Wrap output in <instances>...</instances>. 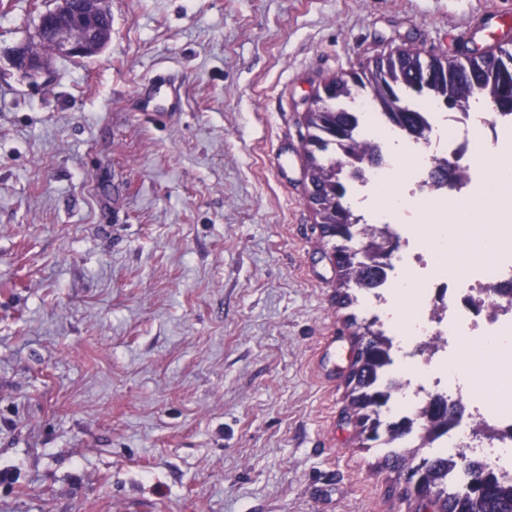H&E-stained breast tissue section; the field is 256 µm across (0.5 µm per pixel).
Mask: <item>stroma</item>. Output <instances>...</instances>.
Wrapping results in <instances>:
<instances>
[{
    "mask_svg": "<svg viewBox=\"0 0 512 512\" xmlns=\"http://www.w3.org/2000/svg\"><path fill=\"white\" fill-rule=\"evenodd\" d=\"M54 5L0 0V512H422L343 418L304 110L399 46L512 45V0H106L34 89L7 53ZM136 95L146 103V112H151L150 116L155 120L164 119L182 109L180 88L162 72L142 82L137 87Z\"/></svg>",
    "mask_w": 512,
    "mask_h": 512,
    "instance_id": "stroma-1",
    "label": "stroma"
}]
</instances>
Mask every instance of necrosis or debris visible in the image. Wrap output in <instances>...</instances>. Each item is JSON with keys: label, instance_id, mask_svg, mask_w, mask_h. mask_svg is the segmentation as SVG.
Wrapping results in <instances>:
<instances>
[{"label": "necrosis or debris", "instance_id": "4bbe7bcc", "mask_svg": "<svg viewBox=\"0 0 512 512\" xmlns=\"http://www.w3.org/2000/svg\"><path fill=\"white\" fill-rule=\"evenodd\" d=\"M356 110L361 128L373 124L390 133L389 139L376 141L378 159L360 164L347 177L350 193L364 196L383 173L396 166L388 145L402 132L371 101H358ZM421 118L433 133L416 143L422 161L403 170L398 192L404 199L432 203L428 220L439 228L448 221L449 203L466 206L476 196L472 185L432 178L435 162L472 166L474 135L498 147L501 132L512 131V113L489 117L482 112H456L427 100ZM374 217L398 240L391 265L384 268L367 307L392 339L391 362L380 370L377 381L378 388L389 395L385 417L416 420L419 411L435 399L459 405L464 415L481 418L488 438H475L465 425L435 437L433 448L452 464L449 479L465 481L456 465L464 453L480 459L501 481L512 484V345L507 342L512 336V225L502 221L497 211L481 213L482 239L492 243L493 259L473 262L461 279L449 274L448 259L436 253L433 236L414 234L411 223L383 209L375 211ZM463 338L492 365L493 399L448 376L449 367L459 362L458 342Z\"/></svg>", "mask_w": 512, "mask_h": 512}]
</instances>
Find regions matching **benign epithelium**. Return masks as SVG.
<instances>
[{
	"mask_svg": "<svg viewBox=\"0 0 512 512\" xmlns=\"http://www.w3.org/2000/svg\"><path fill=\"white\" fill-rule=\"evenodd\" d=\"M105 16L104 0H56L52 10L41 14L36 39L45 41L52 53L61 57H93L111 41L112 30L105 24ZM78 26L85 32L80 40L73 36ZM10 64L32 85L49 75L47 60L25 44L12 50Z\"/></svg>",
	"mask_w": 512,
	"mask_h": 512,
	"instance_id": "1",
	"label": "benign epithelium"
}]
</instances>
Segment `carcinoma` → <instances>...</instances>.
Masks as SVG:
<instances>
[{
  "label": "carcinoma",
  "instance_id": "cac0c4a2",
  "mask_svg": "<svg viewBox=\"0 0 512 512\" xmlns=\"http://www.w3.org/2000/svg\"><path fill=\"white\" fill-rule=\"evenodd\" d=\"M420 53L410 49L388 57L348 80L334 78L335 95L325 108L307 116L311 135L306 143L307 174L316 188L312 206L321 236L333 244L339 271V298L346 308L359 305L362 292L377 284L383 261L393 251L387 229L375 224L360 225V217L346 201L344 173L354 164L377 158V147L356 133V119L350 103L365 96L385 112L390 121L417 140L426 139L428 127L419 123V110L411 100L424 98L445 109L467 110L483 99L499 112L512 113V50L468 57L457 62L433 58L430 77L419 73ZM356 327L360 352L355 374L349 380V411L359 426L360 441L367 448L402 439L409 428L406 420H384L381 410L387 394L376 387L377 371L388 360V340L376 323L350 314ZM422 435L419 444L405 450L388 448L379 458V469L401 476L417 464L424 468V482L438 498L442 512H512V486L504 485L484 464L462 460L470 474L468 482L448 484V459L423 456L421 450L434 436L455 425L448 404L431 402L420 414Z\"/></svg>",
  "mask_w": 512,
  "mask_h": 512
}]
</instances>
